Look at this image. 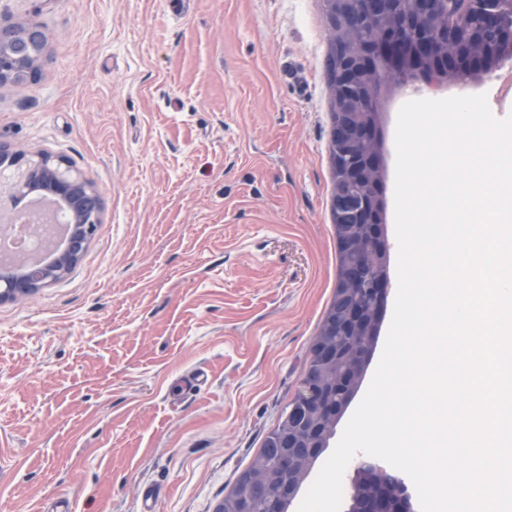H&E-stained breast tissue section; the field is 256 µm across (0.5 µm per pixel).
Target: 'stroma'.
Segmentation results:
<instances>
[{
  "instance_id": "35a3bbf8",
  "label": "stroma",
  "mask_w": 512,
  "mask_h": 512,
  "mask_svg": "<svg viewBox=\"0 0 512 512\" xmlns=\"http://www.w3.org/2000/svg\"><path fill=\"white\" fill-rule=\"evenodd\" d=\"M32 15L47 55L0 94V143L64 156L102 214L62 279L0 302V512H139L148 491L156 512H218L338 284L324 2L0 0V23ZM480 93L512 113L493 78L388 93L387 214L400 107Z\"/></svg>"
}]
</instances>
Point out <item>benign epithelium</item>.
<instances>
[{
  "instance_id": "1",
  "label": "benign epithelium",
  "mask_w": 512,
  "mask_h": 512,
  "mask_svg": "<svg viewBox=\"0 0 512 512\" xmlns=\"http://www.w3.org/2000/svg\"><path fill=\"white\" fill-rule=\"evenodd\" d=\"M400 2L404 0H329L326 72L333 112L330 141L338 146L341 167L333 212L340 225L339 250L354 251L345 229L348 220L372 228L365 250L349 262L339 288L364 289L369 306L350 305L329 322L331 331L353 334L358 343L347 356L340 394L326 391L322 379L307 374L300 391L307 438L285 434L278 448L283 471L253 489L254 498L268 501V512H286L299 488L295 464H311L326 447L328 431L322 421L334 422L344 410L379 334L389 281L370 276L369 270L387 252L378 127L383 90L403 89L419 80L465 83L494 74L512 59V26L500 19L504 0H409L410 9L398 13L394 5ZM47 43L43 25L32 18L0 25L1 92L39 75ZM33 183L57 201L72 232L63 245L53 246L52 257L43 264L21 267L0 261V301L32 295L63 277L82 259L101 223L98 192L65 157H27L0 143V193L14 197L29 192ZM311 354L326 364L338 360L336 347L326 340L313 342ZM356 473L349 512H411L406 486L395 471L361 460Z\"/></svg>"
}]
</instances>
